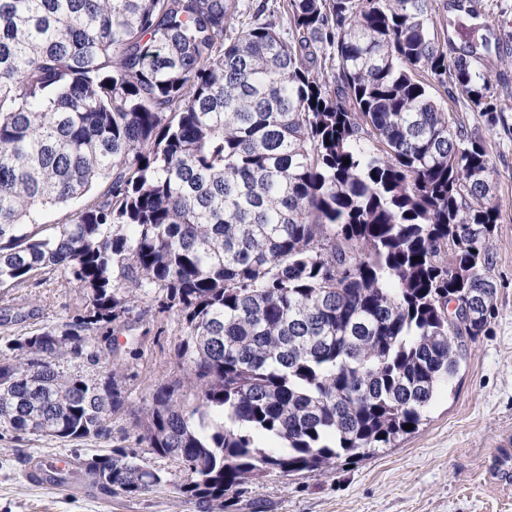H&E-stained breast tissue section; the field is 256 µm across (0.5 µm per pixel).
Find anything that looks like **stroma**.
I'll list each match as a JSON object with an SVG mask.
<instances>
[{
  "label": "stroma",
  "mask_w": 512,
  "mask_h": 512,
  "mask_svg": "<svg viewBox=\"0 0 512 512\" xmlns=\"http://www.w3.org/2000/svg\"><path fill=\"white\" fill-rule=\"evenodd\" d=\"M480 17L437 9L454 49L473 36L498 39L487 58L490 92L507 111L502 124L450 104L469 129L486 141L498 171L495 201L501 218L491 246L497 282L493 318L469 344L452 386L436 396L428 419L397 447L378 448L321 475L270 476L249 483L241 512H512V0H483ZM81 299L63 273L47 283L14 291V315L0 323V360L13 357L10 339L62 321ZM183 331L155 302L136 303L113 335L97 337L98 363L61 355V370L99 377L109 364L121 369L125 404L112 418V434L78 442L0 435V512H199L168 489L138 498L104 497L84 473L72 486L56 488L28 477L27 458L48 462L88 458L136 442L134 414L149 404L159 385L178 378L176 356Z\"/></svg>",
  "instance_id": "35a3bbf8"
}]
</instances>
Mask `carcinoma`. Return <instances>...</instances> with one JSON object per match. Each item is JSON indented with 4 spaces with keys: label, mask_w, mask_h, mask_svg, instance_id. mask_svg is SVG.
Here are the masks:
<instances>
[{
    "label": "carcinoma",
    "mask_w": 512,
    "mask_h": 512,
    "mask_svg": "<svg viewBox=\"0 0 512 512\" xmlns=\"http://www.w3.org/2000/svg\"><path fill=\"white\" fill-rule=\"evenodd\" d=\"M434 2L280 0L247 21L240 0H0V287L59 271L83 294L10 342L0 433L110 436L117 368L54 359L97 362L92 337L148 299L182 324L184 376L137 445L177 469L117 446L82 462L106 496L167 483L238 512L249 480L415 433L497 288L498 172L439 95L492 126L506 111L489 41L448 49Z\"/></svg>",
    "instance_id": "1"
}]
</instances>
